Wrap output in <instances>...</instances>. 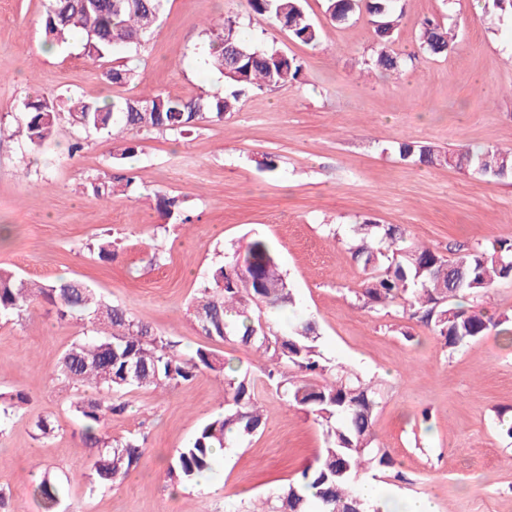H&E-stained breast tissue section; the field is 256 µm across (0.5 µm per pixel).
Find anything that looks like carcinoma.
I'll return each mask as SVG.
<instances>
[{
	"mask_svg": "<svg viewBox=\"0 0 512 512\" xmlns=\"http://www.w3.org/2000/svg\"><path fill=\"white\" fill-rule=\"evenodd\" d=\"M163 0H50L43 18L45 37L62 46L80 35L84 51L102 59L124 49L141 47L158 21ZM361 0H327L332 19L345 21L360 9ZM250 12L307 45L318 42L319 28L306 14L302 0H247ZM366 11L373 17L377 47L365 64L381 72L402 69L405 61L390 49L398 18L393 0H371ZM455 35L434 19L422 23L420 48L440 55L452 47ZM245 52L238 64L225 72L226 50ZM208 69L222 76L228 92L222 96L199 93L192 97L163 94L141 96L153 103L150 112L133 110V97L110 101H70L68 119L75 126L123 140L131 131L161 130L182 136L206 122H221L236 111L247 90L287 85L297 80L302 64L294 57L278 60L276 49L253 46L244 39L239 22L224 19L220 32L208 43ZM109 82L128 85L138 74L122 65L106 72ZM57 105L48 98H29L10 129L0 126V138L24 141L34 150L52 143L59 119ZM402 160L468 167L492 179L512 178V149L438 153L430 145L402 142ZM102 200L134 193L131 177L115 176L92 184ZM158 206L168 217L186 224L177 198L159 196ZM352 256L365 275L361 296L377 310L392 306L402 315L425 324L444 345L457 348L501 328V321L483 312L466 310L461 300L479 296L499 279L512 277V240H498L490 249L465 250L453 259L437 250L407 240L399 225L366 222L357 225ZM43 300L55 308L57 318L93 325L92 333L69 347L61 357L57 380L95 396H79L73 402L84 442L96 449L87 478L106 487L122 479L138 464L144 441L136 435L112 439L100 433L104 421L127 409L123 397L135 389H166L188 382L202 369L225 372V361L199 349L184 358L174 342L135 320L125 309L97 298L83 281L58 279L30 281L0 266V319H9ZM296 305L295 296L267 241H250L244 255L214 268L208 285L200 289L192 314L208 338L231 340L267 357L264 370L268 385L280 392L288 405L313 417L326 432V446L305 467L298 480L261 501L251 512H368L369 505L354 489L370 471L394 467V460L375 445L374 418L379 391L373 382L343 366L325 363L319 350L315 321L308 317L280 330L276 313ZM295 375H287V371ZM322 382H313V377ZM262 424L261 406L248 371L232 370L224 376V412L213 417L192 441L178 451L168 474L191 483L213 468L214 449L237 444L256 433ZM46 512H55L62 488L45 478L38 485Z\"/></svg>",
	"mask_w": 512,
	"mask_h": 512,
	"instance_id": "carcinoma-1",
	"label": "carcinoma"
}]
</instances>
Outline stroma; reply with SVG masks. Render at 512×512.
Wrapping results in <instances>:
<instances>
[{
  "instance_id": "stroma-1",
  "label": "stroma",
  "mask_w": 512,
  "mask_h": 512,
  "mask_svg": "<svg viewBox=\"0 0 512 512\" xmlns=\"http://www.w3.org/2000/svg\"><path fill=\"white\" fill-rule=\"evenodd\" d=\"M48 0H0V122L24 100L116 99L142 93L223 94L224 81L200 73L195 59L206 27L235 18L248 40L303 65L283 87L241 97L238 112L187 135L127 134L124 142L59 119L49 155L0 140V266L32 279L76 277L136 320L176 341L179 354L206 348L250 368L263 407L259 432L225 449L212 471L218 490L179 485L169 463L200 427L223 410L224 377L205 370L166 391H134L104 433L143 437L145 455L109 487L86 479L90 448L71 404L76 389L55 379L58 361L82 334L40 304L0 321V393H23L21 411L0 433L4 512H43V478L63 485L58 512H251L260 498L299 478L324 446L321 426L286 406L263 381L254 349L202 335L190 305L212 268L267 239L298 307L284 321L311 316L330 364L375 380V433L393 458L369 472L383 492L431 497L437 512H512V438L498 413L512 408V340L489 334L446 347L420 322L376 310L355 297L363 280L350 247L354 225L401 224L407 238L447 257L512 239V180L472 170L401 160L402 142L443 151L512 148V14L488 0H398L392 50L407 63L396 73L370 69L374 48L367 13L333 21L326 0H307L320 30L306 45L253 16L246 0H163L159 27L122 61L140 83L114 85L112 59L89 58L81 41L44 49ZM454 29L448 53L425 54L421 22ZM83 149L69 156L73 143ZM133 157L116 160L120 144ZM278 168L261 167L265 155ZM135 180L131 197L105 203L91 185L113 175ZM178 198L190 221L165 220L158 195ZM118 239L115 259L97 257L102 235ZM47 419L50 438L37 436Z\"/></svg>"
}]
</instances>
